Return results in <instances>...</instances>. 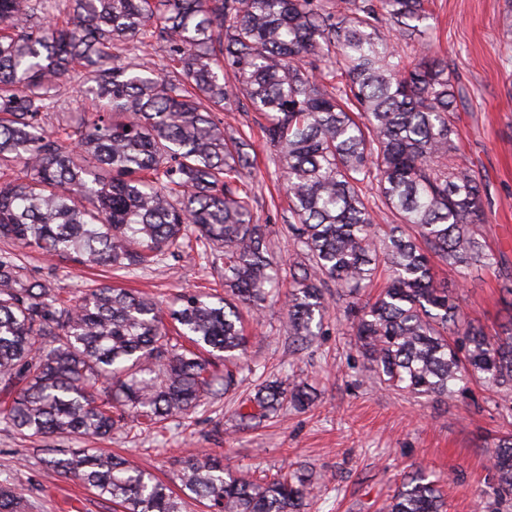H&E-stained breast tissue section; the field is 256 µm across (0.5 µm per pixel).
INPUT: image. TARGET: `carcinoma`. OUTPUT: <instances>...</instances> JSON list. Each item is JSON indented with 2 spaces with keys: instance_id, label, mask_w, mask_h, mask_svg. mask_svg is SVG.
Masks as SVG:
<instances>
[{
  "instance_id": "cac0c4a2",
  "label": "carcinoma",
  "mask_w": 512,
  "mask_h": 512,
  "mask_svg": "<svg viewBox=\"0 0 512 512\" xmlns=\"http://www.w3.org/2000/svg\"><path fill=\"white\" fill-rule=\"evenodd\" d=\"M62 26L37 25L25 0H0V421L29 439H105L192 414L238 385L248 341L240 308L279 291L272 230L256 223L247 139L217 112L247 100L266 120L288 195L295 260L288 336L316 335L335 285L372 379L448 397L483 383L512 412V326L492 336L464 318L431 265L486 264L483 186L458 162L456 112L470 90L431 50L429 0H68ZM152 31L174 71L112 63L111 49ZM419 46L403 57L396 40ZM90 69L77 127L45 129L59 83ZM235 84L224 82V70ZM392 214L379 224L380 213ZM195 241L224 261V296L154 298L101 283L65 300L22 251L135 274ZM385 287L366 302L379 269ZM242 422L314 401L303 383H262ZM494 500H512V432L492 452ZM48 464L124 512H306L311 483L292 469L237 477L210 453L179 460V492L134 460L53 449ZM436 481L413 472L387 512H444ZM0 512H21L0 486Z\"/></svg>"
}]
</instances>
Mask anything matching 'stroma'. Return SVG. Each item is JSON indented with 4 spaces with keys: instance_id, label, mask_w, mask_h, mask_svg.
Wrapping results in <instances>:
<instances>
[{
    "instance_id": "35a3bbf8",
    "label": "stroma",
    "mask_w": 512,
    "mask_h": 512,
    "mask_svg": "<svg viewBox=\"0 0 512 512\" xmlns=\"http://www.w3.org/2000/svg\"><path fill=\"white\" fill-rule=\"evenodd\" d=\"M512 0H434L435 48L447 55L470 97L458 114L459 158L484 186L488 222L481 232L497 262L466 269L435 262L465 317L487 333L499 332L512 318L498 282L512 271V49L503 39V17ZM222 121L244 130L257 155L250 182L254 213L273 229L271 248L281 263L292 259L288 200L264 118L248 101L221 113ZM37 275L54 281L62 298L107 280L171 303L185 289H222L220 273L197 255L169 259L136 276L103 269H78L61 258L27 251ZM328 310L318 336L291 343L284 325V301H269L259 313L244 312L249 341L246 371L236 392L199 407L161 432L132 427L104 442V449L130 455L170 487H177L180 457L207 451L237 473L275 475L305 465L318 476L310 512H385L405 475L422 469L440 480L448 512H491L495 438L512 430V418L498 408L492 392L472 384L450 398L411 395L368 380L367 363L345 316L348 303L336 288L326 292ZM294 375L314 393L305 410L286 408L273 420L240 427L234 413L241 397L265 377ZM85 440L53 438L31 442L0 422V485L10 488L29 512H121L111 500L45 464L48 449L82 448Z\"/></svg>"
}]
</instances>
